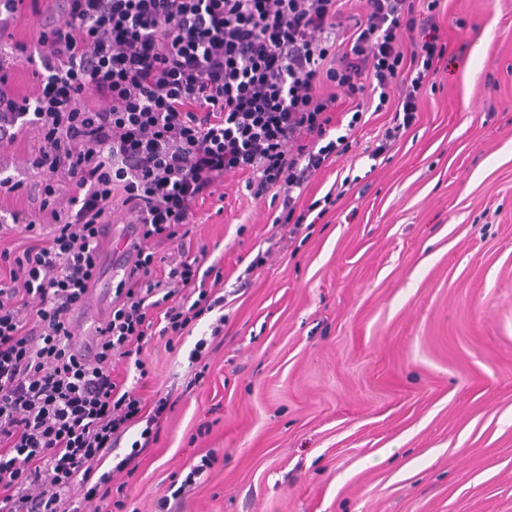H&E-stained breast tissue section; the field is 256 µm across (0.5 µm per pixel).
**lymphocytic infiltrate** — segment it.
Listing matches in <instances>:
<instances>
[{
  "instance_id": "1",
  "label": "lymphocytic infiltrate",
  "mask_w": 512,
  "mask_h": 512,
  "mask_svg": "<svg viewBox=\"0 0 512 512\" xmlns=\"http://www.w3.org/2000/svg\"><path fill=\"white\" fill-rule=\"evenodd\" d=\"M45 2L0 0V142L37 130L25 166L43 195L42 222L0 215L22 239L0 250V512H72L76 491L124 512L126 485L100 467L138 422L154 441L166 404L146 410L117 367L148 378L149 345L224 306V269L190 237L200 204L240 173L251 200H278L275 223H318L345 184L303 197L367 110L392 115L372 161L417 123L448 58L443 7L367 0L358 16L346 0H61L44 24ZM24 14L38 21L30 41L12 32ZM19 67L32 69L33 95L14 88ZM342 96L355 104L336 137ZM118 205L132 259L86 355L72 321L103 273Z\"/></svg>"
}]
</instances>
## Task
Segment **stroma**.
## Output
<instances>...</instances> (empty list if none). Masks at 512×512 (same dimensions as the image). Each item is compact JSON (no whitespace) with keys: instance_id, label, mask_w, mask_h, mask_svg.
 <instances>
[{"instance_id":"35a3bbf8","label":"stroma","mask_w":512,"mask_h":512,"mask_svg":"<svg viewBox=\"0 0 512 512\" xmlns=\"http://www.w3.org/2000/svg\"><path fill=\"white\" fill-rule=\"evenodd\" d=\"M445 6L448 70L418 122L375 166L390 115H370L311 181L312 201L357 179L318 224L289 235L238 174L201 206L224 310L144 353L157 439L133 478L114 467L141 426L103 465L137 512L210 450L179 512H512V0Z\"/></svg>"}]
</instances>
